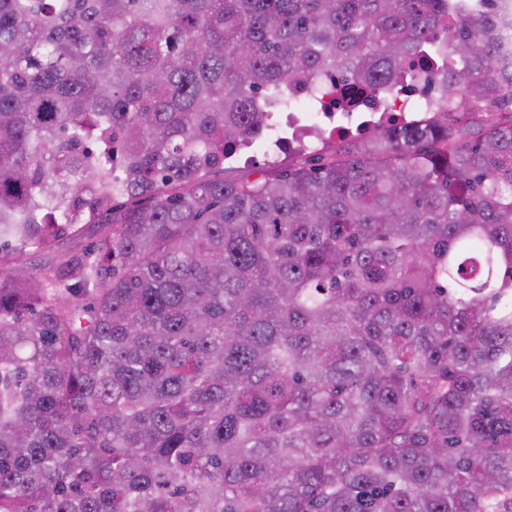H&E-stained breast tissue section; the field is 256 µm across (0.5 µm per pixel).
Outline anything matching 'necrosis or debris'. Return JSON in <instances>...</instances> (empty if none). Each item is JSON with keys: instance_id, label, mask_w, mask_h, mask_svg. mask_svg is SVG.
Segmentation results:
<instances>
[{"instance_id": "obj_1", "label": "necrosis or debris", "mask_w": 512, "mask_h": 512, "mask_svg": "<svg viewBox=\"0 0 512 512\" xmlns=\"http://www.w3.org/2000/svg\"><path fill=\"white\" fill-rule=\"evenodd\" d=\"M345 81L343 74L332 71L321 77L317 88L289 87L283 94V122L271 123L264 135L248 142L246 151L227 153L226 161H242L248 151L267 157L308 144L338 141L382 122L398 126L421 123L435 87L433 80L425 77L392 95H361L352 111L340 112L336 109V94Z\"/></svg>"}]
</instances>
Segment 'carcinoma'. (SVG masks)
<instances>
[{"label": "carcinoma", "instance_id": "obj_1", "mask_svg": "<svg viewBox=\"0 0 512 512\" xmlns=\"http://www.w3.org/2000/svg\"><path fill=\"white\" fill-rule=\"evenodd\" d=\"M511 47L495 0H0V512H512ZM329 68L434 115L205 178ZM98 224H87L82 234L78 237H72L73 234L68 233L62 239L56 253V260H61L64 256L74 249H80L98 239Z\"/></svg>", "mask_w": 512, "mask_h": 512}]
</instances>
